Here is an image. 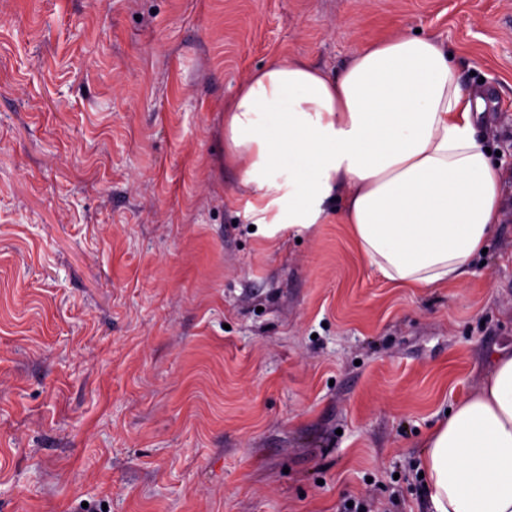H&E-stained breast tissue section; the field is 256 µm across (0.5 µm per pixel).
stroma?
I'll return each instance as SVG.
<instances>
[{"instance_id":"obj_1","label":"stroma","mask_w":512,"mask_h":512,"mask_svg":"<svg viewBox=\"0 0 512 512\" xmlns=\"http://www.w3.org/2000/svg\"><path fill=\"white\" fill-rule=\"evenodd\" d=\"M482 93L503 216L403 288L258 223L224 102L394 34ZM512 350V0H0V512H428L427 433Z\"/></svg>"}]
</instances>
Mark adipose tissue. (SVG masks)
Instances as JSON below:
<instances>
[{
  "label": "adipose tissue",
  "instance_id": "1",
  "mask_svg": "<svg viewBox=\"0 0 512 512\" xmlns=\"http://www.w3.org/2000/svg\"><path fill=\"white\" fill-rule=\"evenodd\" d=\"M483 111L448 49L399 34L331 75L271 60L224 103V161L243 167L256 214L307 228L338 215L388 282H462L502 213ZM431 512H512V352L426 436Z\"/></svg>",
  "mask_w": 512,
  "mask_h": 512
}]
</instances>
